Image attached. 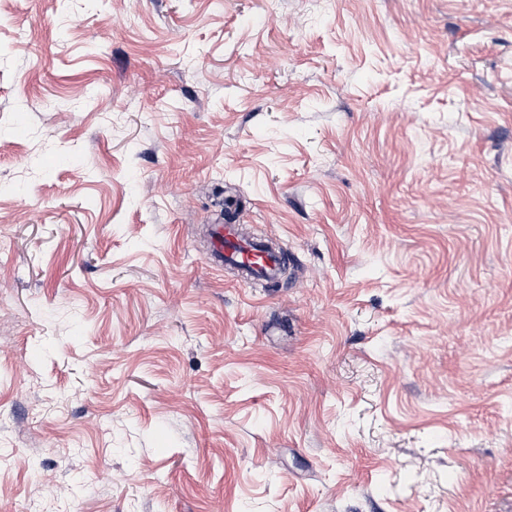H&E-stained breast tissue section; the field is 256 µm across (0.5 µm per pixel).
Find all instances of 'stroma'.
Instances as JSON below:
<instances>
[{"instance_id":"35a3bbf8","label":"stroma","mask_w":512,"mask_h":512,"mask_svg":"<svg viewBox=\"0 0 512 512\" xmlns=\"http://www.w3.org/2000/svg\"><path fill=\"white\" fill-rule=\"evenodd\" d=\"M0 234V512H512V0H0ZM228 220V224H211L207 260L218 267H223L224 262L245 264L261 276L273 277L279 264L278 256L266 251L262 242L243 236L233 224L234 220Z\"/></svg>"}]
</instances>
